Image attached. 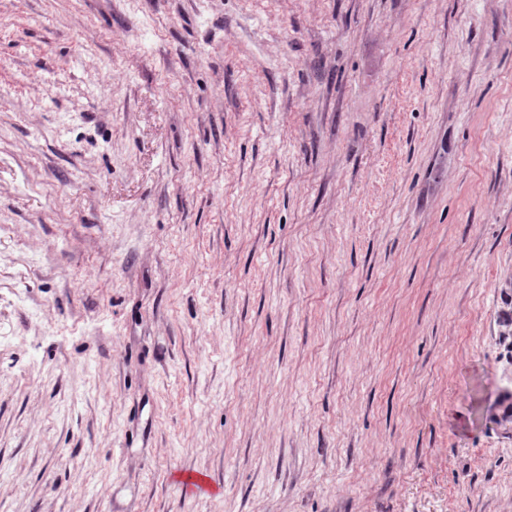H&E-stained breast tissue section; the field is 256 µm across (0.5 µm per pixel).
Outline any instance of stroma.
<instances>
[{"label":"stroma","instance_id":"stroma-1","mask_svg":"<svg viewBox=\"0 0 512 512\" xmlns=\"http://www.w3.org/2000/svg\"><path fill=\"white\" fill-rule=\"evenodd\" d=\"M508 394L512 0H0V512H512Z\"/></svg>","mask_w":512,"mask_h":512}]
</instances>
